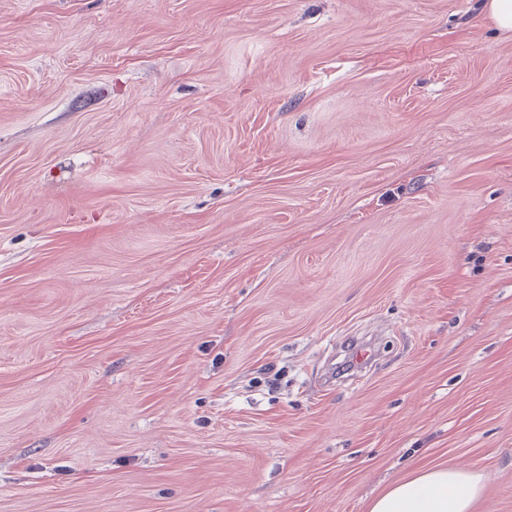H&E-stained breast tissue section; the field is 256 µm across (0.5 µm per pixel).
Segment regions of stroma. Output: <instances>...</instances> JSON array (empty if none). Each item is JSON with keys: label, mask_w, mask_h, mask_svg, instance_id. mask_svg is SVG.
<instances>
[{"label": "stroma", "mask_w": 512, "mask_h": 512, "mask_svg": "<svg viewBox=\"0 0 512 512\" xmlns=\"http://www.w3.org/2000/svg\"><path fill=\"white\" fill-rule=\"evenodd\" d=\"M436 465L512 512V33L0 0V512H367Z\"/></svg>", "instance_id": "1"}]
</instances>
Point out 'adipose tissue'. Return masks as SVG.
Listing matches in <instances>:
<instances>
[{
  "mask_svg": "<svg viewBox=\"0 0 512 512\" xmlns=\"http://www.w3.org/2000/svg\"><path fill=\"white\" fill-rule=\"evenodd\" d=\"M482 492L478 471L428 467L391 484L371 500L368 512H473Z\"/></svg>",
  "mask_w": 512,
  "mask_h": 512,
  "instance_id": "adipose-tissue-1",
  "label": "adipose tissue"
}]
</instances>
